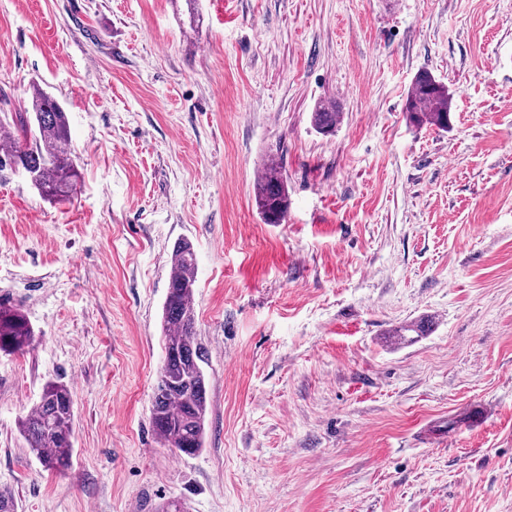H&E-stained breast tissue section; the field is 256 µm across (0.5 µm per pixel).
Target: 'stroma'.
<instances>
[{
	"label": "stroma",
	"mask_w": 512,
	"mask_h": 512,
	"mask_svg": "<svg viewBox=\"0 0 512 512\" xmlns=\"http://www.w3.org/2000/svg\"><path fill=\"white\" fill-rule=\"evenodd\" d=\"M197 7L0 0V119L40 86L82 173L62 202L0 173V301L37 337L0 352V488L18 512H512V0ZM423 70L449 130L406 119ZM271 155L279 224L254 202ZM181 240L208 354L192 456L151 424ZM50 380L74 400L61 474L18 432Z\"/></svg>",
	"instance_id": "obj_1"
}]
</instances>
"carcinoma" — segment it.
<instances>
[{"mask_svg": "<svg viewBox=\"0 0 512 512\" xmlns=\"http://www.w3.org/2000/svg\"><path fill=\"white\" fill-rule=\"evenodd\" d=\"M31 111L34 129L22 114L11 124L0 121V133L12 141L11 147L0 151V172L21 169L45 199L63 201L79 178L66 112L38 87L31 93ZM405 112L412 124L448 128V88L430 73H418L409 88ZM337 119L334 107L321 106L312 113L314 127L323 132L334 130ZM255 203L266 224L282 223L288 212V192L274 156L266 160L262 177L255 184ZM195 270L193 245L185 240L175 244L161 320L165 358L151 408L155 434L165 445L186 455L204 447L208 409L205 353L195 340ZM426 328L423 321L402 325L394 328L391 336L402 344L408 333L422 336ZM35 343V332L24 314L0 303V351L24 353ZM74 417L70 389L61 382L49 381L43 386L39 402L19 420L21 435L45 469L62 472L70 466Z\"/></svg>", "mask_w": 512, "mask_h": 512, "instance_id": "cac0c4a2", "label": "carcinoma"}]
</instances>
